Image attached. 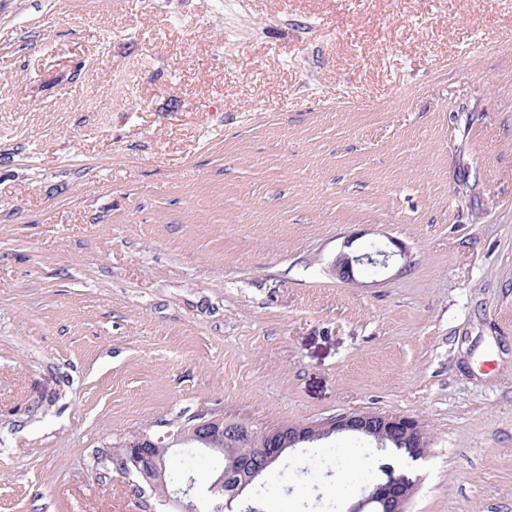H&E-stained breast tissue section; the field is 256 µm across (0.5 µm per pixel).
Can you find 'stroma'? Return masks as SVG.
I'll use <instances>...</instances> for the list:
<instances>
[{
  "instance_id": "stroma-1",
  "label": "stroma",
  "mask_w": 512,
  "mask_h": 512,
  "mask_svg": "<svg viewBox=\"0 0 512 512\" xmlns=\"http://www.w3.org/2000/svg\"><path fill=\"white\" fill-rule=\"evenodd\" d=\"M352 411L419 421L406 512H512V0H0V512H160L128 434ZM400 466L338 434L233 510ZM398 250L386 251L384 249H378L374 255L382 257L381 259L375 258L371 253L366 252L362 254L342 252L340 253L334 263V271L336 277L342 282L353 284L356 283V274L365 266L374 265L381 266L383 268L388 267L389 261L399 256L406 262H409V254L405 247L397 244L394 245Z\"/></svg>"
}]
</instances>
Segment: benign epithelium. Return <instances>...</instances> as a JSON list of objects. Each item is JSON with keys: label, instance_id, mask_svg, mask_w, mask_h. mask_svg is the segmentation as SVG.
Here are the masks:
<instances>
[{"label": "benign epithelium", "instance_id": "1", "mask_svg": "<svg viewBox=\"0 0 512 512\" xmlns=\"http://www.w3.org/2000/svg\"><path fill=\"white\" fill-rule=\"evenodd\" d=\"M398 256L408 260V251L396 245L393 251L378 249L375 253L357 254L342 252L334 263L336 277L341 281L354 284L356 274L365 266L374 265L383 268ZM229 430L243 442L255 438V433L240 422H228L222 415H199L191 423L176 432H167L162 436H149L139 431L128 436L123 455V472H136L139 477L150 483L162 474L165 459L172 456L175 448L196 447L207 452L220 454L224 449L216 444L224 440V430ZM351 432L374 439L379 447L401 438L408 443L410 456L420 459L428 451V440L419 422L412 416L379 412H348L331 417L317 424L288 425L263 432L264 447L251 449L250 479L259 476L262 469L285 451L304 442L328 437L334 433ZM415 484L409 479H401L393 472L375 484L369 493L353 504L348 512H406V505L414 493ZM224 493V477L211 484L208 491L202 493L195 487L193 479H188L176 489L159 499V504L173 512H219L231 508V501H221Z\"/></svg>", "mask_w": 512, "mask_h": 512}]
</instances>
